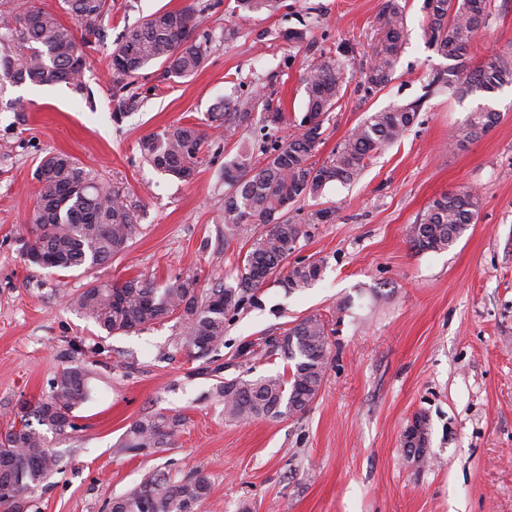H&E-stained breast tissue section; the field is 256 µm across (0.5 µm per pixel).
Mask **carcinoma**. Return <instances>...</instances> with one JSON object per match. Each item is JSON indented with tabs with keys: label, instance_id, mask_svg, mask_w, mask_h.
Segmentation results:
<instances>
[{
	"label": "carcinoma",
	"instance_id": "carcinoma-1",
	"mask_svg": "<svg viewBox=\"0 0 512 512\" xmlns=\"http://www.w3.org/2000/svg\"><path fill=\"white\" fill-rule=\"evenodd\" d=\"M278 0H236L245 13L273 11ZM60 8L85 35H100L108 12L107 0H61ZM428 36L441 56L451 61L436 82L458 99L482 98L512 86V64L491 61L473 68L468 63L472 34L485 24L487 0H425ZM386 41L365 71L366 90L384 88L393 77L404 45L406 16L402 0H385ZM201 14L186 7L158 11L126 30L109 53L112 73L132 77L160 62L170 77L193 75L203 64L207 46L194 37ZM85 56L74 28L34 0H0V91L3 83L83 86ZM307 104L298 133L282 137V113L253 96L238 100L224 113V139H238V151L224 167L225 239L235 238L244 224L265 230L254 240L239 269L238 287L221 283L199 288L198 279L177 276L163 288L139 278L121 284L92 285L73 298L75 307L109 334L129 333L175 318L183 328L179 346L200 357L224 344V326L244 304L248 291L274 276L284 275L291 290L319 279L323 262L288 266L297 242L306 236L302 224H292L288 208L306 197L320 195L332 182L357 179L367 161L400 140L417 115V106H392L371 113L322 164L312 161L321 141L322 117L343 98L346 76L332 55L321 54L305 75ZM267 113L259 129V145L238 136V128L257 110ZM500 113L487 105L470 113L466 125L448 140L451 147L477 139L494 127ZM209 134L198 124H177L143 137L138 149L144 160L182 180L196 172L198 154ZM34 178L38 204L31 223L33 239L26 253L42 252L51 267L70 270L93 267L123 251L138 230L135 207L120 190H107L93 169L65 153L45 156ZM480 196L470 190L445 193L428 205L411 227L410 243L419 252H442L476 221ZM294 362L290 376L275 374L254 380L236 376L216 386L224 416L235 422L282 418L303 413L317 397L329 353L324 323L308 317L272 344ZM47 394L26 403L18 420L0 433V512H28L31 498L43 491L63 469V458L50 446L49 435L63 436L75 428L74 410L91 395L89 377L80 364L63 366L48 382ZM183 420L162 413L140 417L115 445L119 455H149L174 445ZM212 490L201 472L175 478L149 473L126 494L108 504L109 512H199Z\"/></svg>",
	"mask_w": 512,
	"mask_h": 512
}]
</instances>
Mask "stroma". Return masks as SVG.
Listing matches in <instances>:
<instances>
[{
  "label": "stroma",
  "mask_w": 512,
  "mask_h": 512,
  "mask_svg": "<svg viewBox=\"0 0 512 512\" xmlns=\"http://www.w3.org/2000/svg\"><path fill=\"white\" fill-rule=\"evenodd\" d=\"M403 2L407 35L394 78L370 95L362 68L384 45V0H283L273 14L246 17L233 14L234 0H109L99 38L84 49L83 90L24 84L0 94L22 107L0 110V432L61 366L83 365L91 387L75 431L53 441L65 468L29 512H106L155 471L208 475L202 512H512V86L487 99L501 115L494 128L449 147L475 102L429 89L449 61L428 44L424 0ZM188 6L200 11L195 36L208 45L196 74L168 80L156 64L113 76L109 54L126 29ZM323 50L344 62L349 83L323 118L315 162L372 112L414 102L420 112L354 183L327 184L296 203L291 220L307 234L290 259L323 261L321 278L299 291L278 278L251 291L223 345L202 358L179 349L176 319L109 334L82 317L70 297L100 282L189 274L203 288L236 285L262 227L224 241L222 173L236 153L224 110L257 94L285 116L281 134L294 133L305 112L302 78ZM497 57L512 61V0H488L487 22L470 40L472 65ZM182 123L209 132L188 182L138 151L143 136ZM51 153L97 169L136 204L138 232L108 262L59 271L27 260L33 173ZM466 189L480 194L475 223L447 251L413 249L411 227L431 201ZM322 209L333 219L315 221ZM310 316L324 322L330 353L308 409L226 420L218 381L283 371L286 359L266 355V344ZM155 412L185 417L174 445L147 457L114 454L130 425ZM419 415L429 428L423 467L403 446Z\"/></svg>",
  "instance_id": "1"
}]
</instances>
